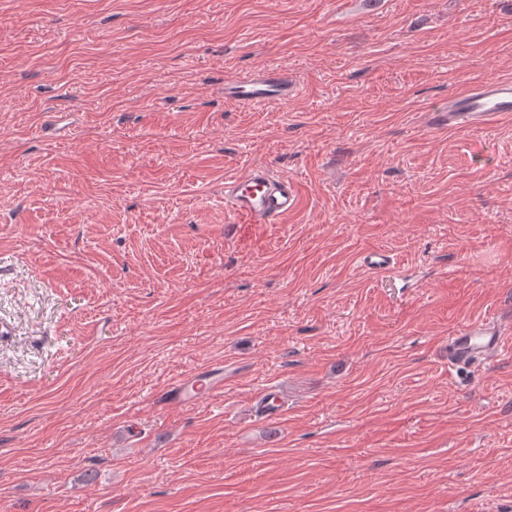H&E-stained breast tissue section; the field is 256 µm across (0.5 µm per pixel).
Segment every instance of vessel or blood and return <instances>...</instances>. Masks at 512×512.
Instances as JSON below:
<instances>
[{
	"label": "vessel or blood",
	"instance_id": "b4317fda",
	"mask_svg": "<svg viewBox=\"0 0 512 512\" xmlns=\"http://www.w3.org/2000/svg\"><path fill=\"white\" fill-rule=\"evenodd\" d=\"M297 85L284 69L262 67L224 85V96L243 107L293 98ZM512 114V82L484 80L471 90L449 96L433 108L435 124L451 129L490 125L503 114ZM298 203L292 180L274 175L264 165H255L224 182V206L238 224H272L293 211ZM505 332L494 323L469 324L448 339V360L455 365H473L501 356ZM224 388V369L208 367L179 379L163 392V403L187 408Z\"/></svg>",
	"mask_w": 512,
	"mask_h": 512
}]
</instances>
